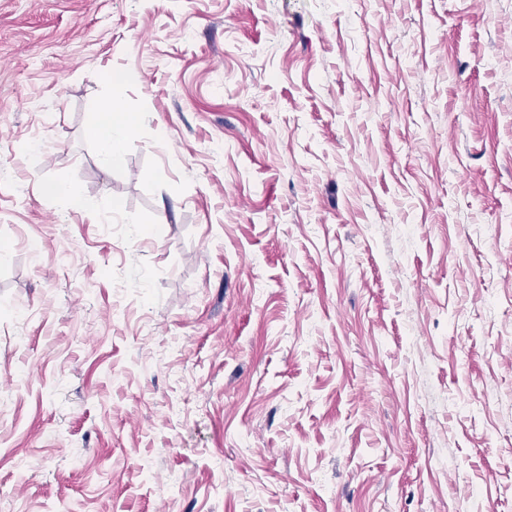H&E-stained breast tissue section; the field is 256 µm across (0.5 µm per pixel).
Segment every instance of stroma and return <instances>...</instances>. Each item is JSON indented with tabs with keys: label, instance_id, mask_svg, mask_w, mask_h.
<instances>
[{
	"label": "stroma",
	"instance_id": "1",
	"mask_svg": "<svg viewBox=\"0 0 512 512\" xmlns=\"http://www.w3.org/2000/svg\"><path fill=\"white\" fill-rule=\"evenodd\" d=\"M0 512H512V0H0ZM100 112H103L101 117L88 127V135L95 143L103 164L106 167H116L123 162L125 146L132 134V125L117 111L113 102L105 104Z\"/></svg>",
	"mask_w": 512,
	"mask_h": 512
}]
</instances>
